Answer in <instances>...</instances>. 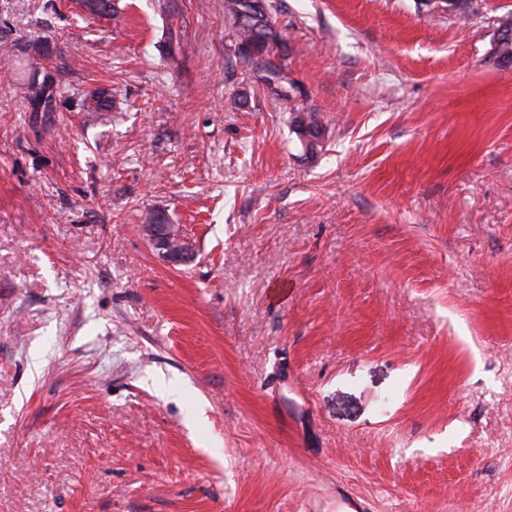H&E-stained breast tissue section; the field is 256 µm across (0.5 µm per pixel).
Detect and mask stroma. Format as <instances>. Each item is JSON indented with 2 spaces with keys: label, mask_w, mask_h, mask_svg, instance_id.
<instances>
[{
  "label": "stroma",
  "mask_w": 512,
  "mask_h": 512,
  "mask_svg": "<svg viewBox=\"0 0 512 512\" xmlns=\"http://www.w3.org/2000/svg\"><path fill=\"white\" fill-rule=\"evenodd\" d=\"M270 2L0 0V512H512V0ZM268 0H224V14L236 37V48L245 60L263 72L264 81L278 84L283 72L271 60L274 47L281 50L283 36L269 13ZM494 53L500 65H512V18L509 15L500 22V35ZM294 129L306 151L315 154L323 138V127L312 113H298L293 120ZM146 223L144 226L154 244L167 247L162 254L170 264L181 265L193 258L194 249L191 241L185 235H181L174 224H154V212L147 215Z\"/></svg>",
  "instance_id": "1"
}]
</instances>
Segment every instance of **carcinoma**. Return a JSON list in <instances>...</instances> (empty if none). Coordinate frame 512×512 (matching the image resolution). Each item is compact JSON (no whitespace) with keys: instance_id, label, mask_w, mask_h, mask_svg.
I'll return each mask as SVG.
<instances>
[{"instance_id":"obj_1","label":"carcinoma","mask_w":512,"mask_h":512,"mask_svg":"<svg viewBox=\"0 0 512 512\" xmlns=\"http://www.w3.org/2000/svg\"><path fill=\"white\" fill-rule=\"evenodd\" d=\"M224 15L236 37V48L243 58L263 72L269 85L279 83L283 72L271 60L275 48H281L283 36L269 13L268 0H224ZM494 53L501 65H512V17L500 22V35ZM294 129L306 151L315 154L323 138V127L311 113L298 114Z\"/></svg>"}]
</instances>
